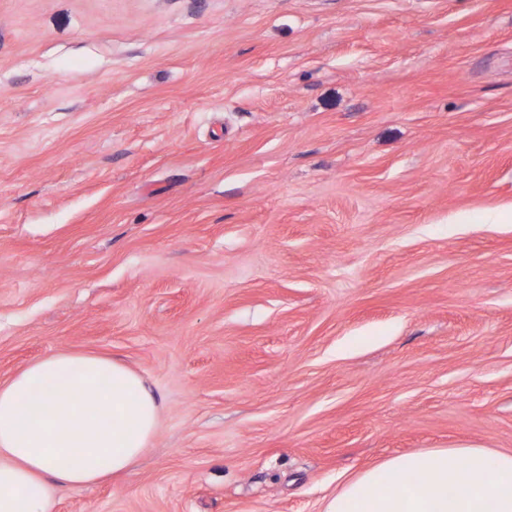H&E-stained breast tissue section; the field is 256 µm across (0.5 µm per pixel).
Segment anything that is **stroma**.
<instances>
[{
  "instance_id": "35a3bbf8",
  "label": "stroma",
  "mask_w": 512,
  "mask_h": 512,
  "mask_svg": "<svg viewBox=\"0 0 512 512\" xmlns=\"http://www.w3.org/2000/svg\"><path fill=\"white\" fill-rule=\"evenodd\" d=\"M158 396L55 512H323L512 452V0H0V382Z\"/></svg>"
}]
</instances>
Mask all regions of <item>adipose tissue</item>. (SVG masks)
<instances>
[{
	"mask_svg": "<svg viewBox=\"0 0 512 512\" xmlns=\"http://www.w3.org/2000/svg\"><path fill=\"white\" fill-rule=\"evenodd\" d=\"M160 403L111 358L59 352L0 383V512H54L55 487L119 478L148 448ZM323 512H512V452L434 448L350 479Z\"/></svg>",
	"mask_w": 512,
	"mask_h": 512,
	"instance_id": "ef3b65f1",
	"label": "adipose tissue"
}]
</instances>
